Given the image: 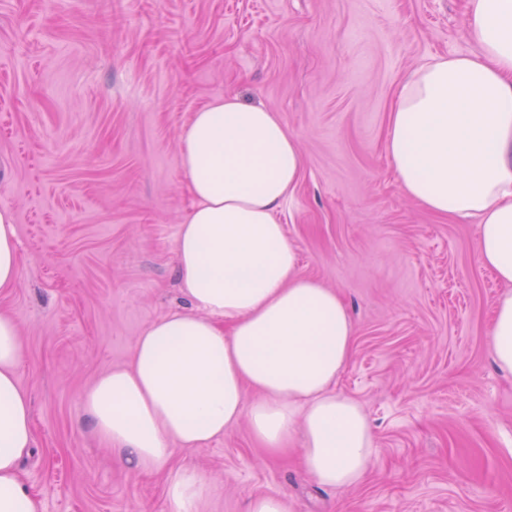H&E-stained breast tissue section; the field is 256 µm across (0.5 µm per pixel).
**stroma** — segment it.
<instances>
[{
    "mask_svg": "<svg viewBox=\"0 0 512 512\" xmlns=\"http://www.w3.org/2000/svg\"><path fill=\"white\" fill-rule=\"evenodd\" d=\"M477 50L465 0H0V210L20 255L0 314L20 329L35 436L21 476L43 512H173L166 486L186 469L213 488L203 512H244L253 494L290 512H512V377L488 353L501 285L477 225L405 197L385 148L404 79ZM229 94L295 137L302 176L280 219L354 322L336 389L362 404L377 456L348 488L302 474L299 437L271 457L244 424L131 471L84 416L94 378L189 308L179 141Z\"/></svg>",
    "mask_w": 512,
    "mask_h": 512,
    "instance_id": "stroma-1",
    "label": "stroma"
}]
</instances>
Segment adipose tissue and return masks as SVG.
<instances>
[{"mask_svg": "<svg viewBox=\"0 0 512 512\" xmlns=\"http://www.w3.org/2000/svg\"><path fill=\"white\" fill-rule=\"evenodd\" d=\"M466 19L479 52L413 71L389 110L385 146L406 197L476 219L479 263L505 286L490 355L512 375V0H466ZM302 166L277 112L235 96L208 103L184 129L180 167L194 203L175 254L191 309L153 322L131 365L99 375L83 395L91 430L123 467L160 470L174 447H204L244 422L271 451L299 434L301 467L320 486L368 474L374 432L360 404L334 389L354 325L340 294L301 272L276 219ZM19 274L15 217L3 210L0 289ZM20 357L19 326L0 315V512H41L19 475L34 444ZM208 494L191 470L167 487L176 512H200Z\"/></svg>", "mask_w": 512, "mask_h": 512, "instance_id": "ef3b65f1", "label": "adipose tissue"}]
</instances>
